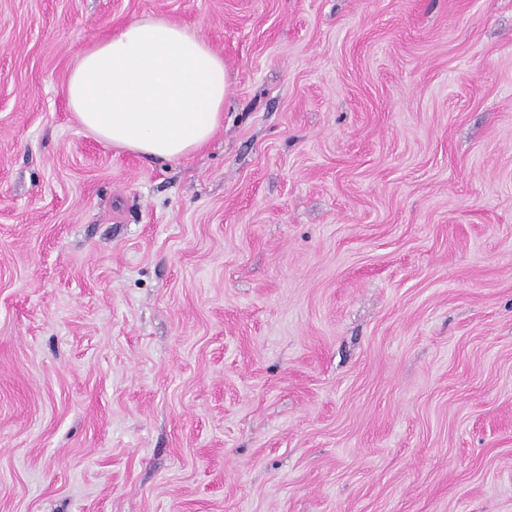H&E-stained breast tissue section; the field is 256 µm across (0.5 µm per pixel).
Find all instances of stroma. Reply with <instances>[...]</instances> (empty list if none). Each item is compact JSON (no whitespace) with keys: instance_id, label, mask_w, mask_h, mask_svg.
<instances>
[{"instance_id":"obj_1","label":"stroma","mask_w":512,"mask_h":512,"mask_svg":"<svg viewBox=\"0 0 512 512\" xmlns=\"http://www.w3.org/2000/svg\"><path fill=\"white\" fill-rule=\"evenodd\" d=\"M148 17L177 161L64 93ZM0 512H512V0H0ZM232 75L201 37L162 17L126 23L88 49L66 94L85 129L143 156L179 160L224 121Z\"/></svg>"}]
</instances>
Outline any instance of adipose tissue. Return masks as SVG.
<instances>
[{
  "instance_id": "ef3b65f1",
  "label": "adipose tissue",
  "mask_w": 512,
  "mask_h": 512,
  "mask_svg": "<svg viewBox=\"0 0 512 512\" xmlns=\"http://www.w3.org/2000/svg\"><path fill=\"white\" fill-rule=\"evenodd\" d=\"M232 75L201 37L162 17L126 23L88 49L66 94L85 129L114 146L175 161L224 120Z\"/></svg>"
}]
</instances>
